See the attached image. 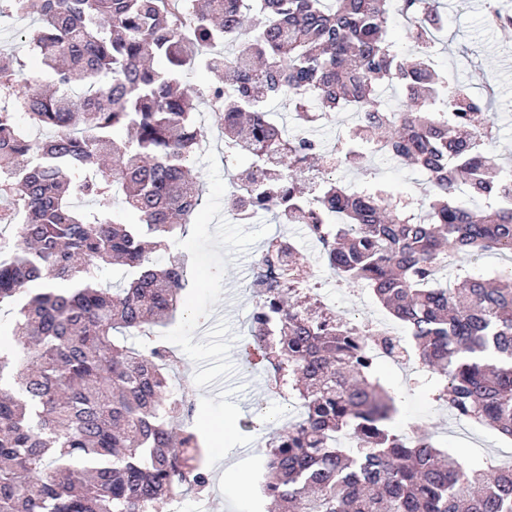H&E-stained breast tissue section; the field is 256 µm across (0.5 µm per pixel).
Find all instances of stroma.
I'll list each match as a JSON object with an SVG mask.
<instances>
[{
    "label": "stroma",
    "instance_id": "35a3bbf8",
    "mask_svg": "<svg viewBox=\"0 0 512 512\" xmlns=\"http://www.w3.org/2000/svg\"><path fill=\"white\" fill-rule=\"evenodd\" d=\"M485 2L449 0L444 10L447 38L439 44L434 64L447 71L452 83L475 92L482 90L487 78H495L492 151L512 169V28L489 25ZM30 24L27 18H0V47L20 59L29 74L37 69L38 52L21 33ZM198 125L202 140L209 145L194 165L203 201L176 243L186 259L188 284L174 317L160 327L159 339L180 360L175 388L194 397L192 427L208 435L209 421L224 416L230 420L231 432L224 440L223 473L212 474L204 496L185 497V512H263L257 449L264 437L299 413L294 399L271 388L262 367L246 374L239 369L240 348L254 305L245 285L263 243L275 234L293 237L301 261L314 275L318 294L336 314L367 321L387 318L388 313L371 289L360 284L338 286L316 247L308 243L302 225L279 224L268 214L252 224L231 221L224 138L208 105H201ZM332 177L337 183L356 186L382 181L392 192L417 199L424 196L421 172L395 162L374 159L360 168L342 164ZM378 374L400 395L394 430L432 435L441 449L475 468L483 467L489 458L512 454V441L475 423L460 426L446 405L431 401L425 387L418 384L415 369L382 360ZM244 483L250 485V494L241 493Z\"/></svg>",
    "mask_w": 512,
    "mask_h": 512
}]
</instances>
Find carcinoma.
Here are the masks:
<instances>
[{
  "mask_svg": "<svg viewBox=\"0 0 512 512\" xmlns=\"http://www.w3.org/2000/svg\"><path fill=\"white\" fill-rule=\"evenodd\" d=\"M395 8L413 59L387 37ZM3 11L33 20L24 38L41 79L0 51V85L23 83L0 100V202L17 205L0 216L13 232L0 230V307L14 310L19 345L0 349V512H171L209 485L193 409L171 390L172 352L154 336L187 286L172 241L201 204L197 98L219 118L224 154L242 160L231 205L307 225L338 280L370 288L407 327L432 400L512 440V269L489 278L458 264L487 251L512 261V177L482 122L490 88L461 94L423 48L440 0H0ZM198 70L212 81L193 97L182 86ZM383 80L409 109L360 117L336 162L379 144L427 176L425 206L336 184L312 165L318 142L269 117L279 98L309 128L347 106L378 111ZM20 113L48 135L31 138ZM116 186L124 219L76 204ZM291 246L264 242L250 317L261 334L246 340L301 408L266 443L264 496L278 512H512V466L474 469L392 429L397 396L372 337L290 286L303 271ZM106 265L132 278L104 287Z\"/></svg>",
  "mask_w": 512,
  "mask_h": 512,
  "instance_id": "1",
  "label": "carcinoma"
}]
</instances>
